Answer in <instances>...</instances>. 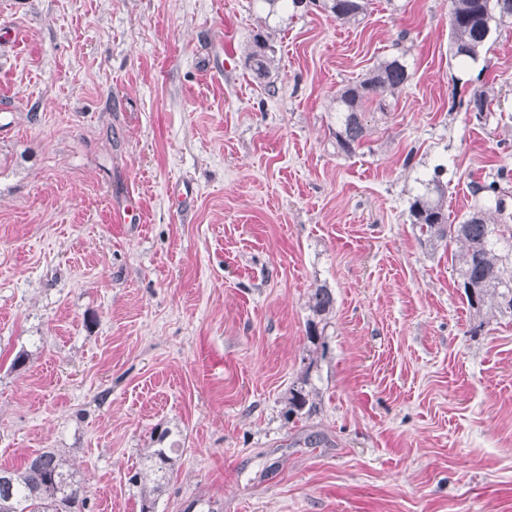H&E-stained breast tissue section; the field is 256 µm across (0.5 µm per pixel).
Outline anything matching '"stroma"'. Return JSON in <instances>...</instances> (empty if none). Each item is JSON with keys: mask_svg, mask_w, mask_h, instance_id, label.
Wrapping results in <instances>:
<instances>
[{"mask_svg": "<svg viewBox=\"0 0 512 512\" xmlns=\"http://www.w3.org/2000/svg\"><path fill=\"white\" fill-rule=\"evenodd\" d=\"M450 8L283 13L270 93L255 0H0L29 37L0 47V468L54 448L94 512H139L162 438L158 512H512V317L475 316L409 213L432 177L452 217L494 181L512 225V26L463 72ZM400 53L337 153V90ZM334 298L328 288H315L309 296V308L319 323L332 313ZM149 448L141 458V468L131 478L133 484L148 479L151 486L143 483L140 488L139 512H157V501L163 486L168 482L180 448Z\"/></svg>", "mask_w": 512, "mask_h": 512, "instance_id": "1", "label": "stroma"}]
</instances>
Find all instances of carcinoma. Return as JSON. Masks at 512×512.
<instances>
[{
	"mask_svg": "<svg viewBox=\"0 0 512 512\" xmlns=\"http://www.w3.org/2000/svg\"><path fill=\"white\" fill-rule=\"evenodd\" d=\"M265 17L264 28L253 39L246 64L260 85H273L272 63L276 46L269 19L302 6L304 0H258ZM341 21L364 16L370 0H309ZM512 24V0H452L449 25L452 58L462 67L478 60L493 34ZM405 54L381 60L359 80L336 93V151L352 155L368 133V106H382L384 99L410 80ZM433 187L417 195L410 205V217L422 237L431 245L439 242L452 248L458 258V287L477 315L485 307L491 314L512 316V231L494 222L493 213L502 212L499 187L492 181L478 187L495 200L494 210L476 208L456 224L449 222L445 192L438 177ZM334 298L327 288H316L309 296V308L319 321L332 313ZM317 321V322H319ZM317 322L309 325V336H318ZM309 402L303 387L290 390L289 412L301 411ZM180 449L150 448L141 458V468L130 481L141 484L139 512H157V501L168 482ZM77 470L54 449L30 457L21 469H0V512H91L88 498L81 493Z\"/></svg>",
	"mask_w": 512,
	"mask_h": 512,
	"instance_id": "carcinoma-1",
	"label": "carcinoma"
}]
</instances>
